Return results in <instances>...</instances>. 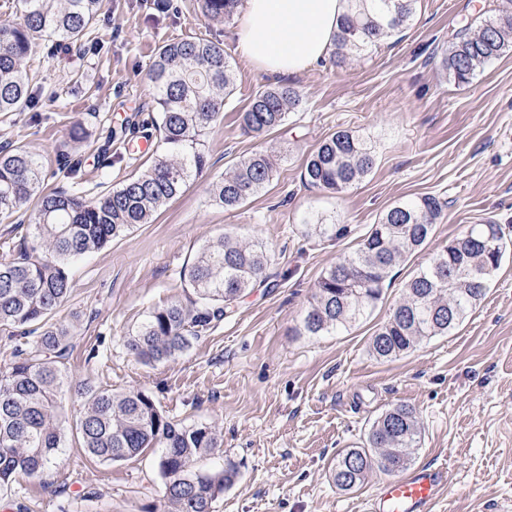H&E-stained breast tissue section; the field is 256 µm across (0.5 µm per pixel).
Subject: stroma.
<instances>
[{
	"instance_id": "35a3bbf8",
	"label": "stroma",
	"mask_w": 512,
	"mask_h": 512,
	"mask_svg": "<svg viewBox=\"0 0 512 512\" xmlns=\"http://www.w3.org/2000/svg\"><path fill=\"white\" fill-rule=\"evenodd\" d=\"M107 0L91 32L101 52H46L35 44L27 70L43 93L58 92L39 122L0 115V146L20 145L43 164L46 188L67 186L61 152L79 168V195L94 198L148 171L136 141L110 127L150 120L155 90L147 69L165 42L189 36L224 46L235 87L223 117L204 136L207 165L178 199L78 261L73 293L55 315L69 327L71 382L150 396L170 420L204 425L222 439L203 469L234 466L238 477L214 512H357L387 479L371 470L351 491L336 488L338 454L362 447L386 409L414 411L421 436L413 465L444 464L450 484L435 512H512V50L455 84L440 65L467 22L495 16L506 0H419L413 20L345 66L325 58L289 77L302 96L281 127L255 138L240 114L257 90L278 85L252 68L237 42L238 21L208 24L196 0ZM339 130L367 140L372 171L340 194L305 185L306 159ZM276 162L273 180L233 212L212 201L213 182L251 154ZM437 196L432 240L391 272L369 316L321 336L299 333L315 286L355 252L394 203ZM323 219L344 237L308 234ZM500 225L507 251L486 296L450 335L397 358H376L371 336L403 297V286L434 252L473 225ZM265 246L266 282L174 359L147 364L125 338L149 311L187 301L180 278L200 248L222 235ZM97 355H90V348ZM160 449L120 462L89 459L73 434L41 476L16 475L0 489V512H162Z\"/></svg>"
}]
</instances>
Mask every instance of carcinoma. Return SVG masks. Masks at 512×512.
Returning <instances> with one entry per match:
<instances>
[{
  "instance_id": "obj_1",
  "label": "carcinoma",
  "mask_w": 512,
  "mask_h": 512,
  "mask_svg": "<svg viewBox=\"0 0 512 512\" xmlns=\"http://www.w3.org/2000/svg\"><path fill=\"white\" fill-rule=\"evenodd\" d=\"M242 0H198L201 17L212 23L233 20ZM351 9L334 40L336 65L392 36L414 16L418 0H349ZM16 17L0 25V112H36L42 97L23 67L35 41L81 48L98 20L104 0H3ZM512 49V9L478 26L457 31L441 59L448 77L467 83L476 68ZM155 88L150 122L157 146L150 169L119 187L86 200L66 188L47 191L42 165L24 147L0 149V215L35 201L34 244L20 243L17 256L0 259V328L20 329L34 338L33 350L17 351L0 372V487L18 474L44 473L63 448L59 408L68 379L73 344L56 311L72 293L71 264L101 249L179 197L207 156L201 137L220 118L224 99L233 93V69L224 49L200 37L162 45L147 70ZM299 92L288 85L260 90L251 98L241 124L257 136L282 126L299 106ZM374 165L366 140L346 130L325 138L306 160L303 179L322 190L340 193ZM269 155L255 152L213 185L214 202L230 212L274 177ZM442 211L434 195L393 204L372 225L360 249L344 257L319 279L299 334L319 336L365 316L381 299L391 270L424 248ZM503 236L498 224H476L468 234L438 250L430 264L405 286L402 301L371 337L370 350L392 359L421 341L445 336L462 323L484 295L500 267ZM268 264L265 249L224 236L206 245L181 273L193 289L190 304L172 302L149 312L129 334L128 349L147 363L185 352L192 340L232 312L236 302L262 281ZM84 413L76 425L82 448L102 463L131 459L160 447L159 469L165 478L163 512H213L237 471L229 466L200 470L195 464L218 447L206 426L169 420L141 391L114 393L83 383L76 390ZM421 430L414 412L394 406L371 425L366 448H351L336 458L333 480L341 490L359 486L377 468L392 473L412 460Z\"/></svg>"
}]
</instances>
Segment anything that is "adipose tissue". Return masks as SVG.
Returning <instances> with one entry per match:
<instances>
[{
  "instance_id": "adipose-tissue-1",
  "label": "adipose tissue",
  "mask_w": 512,
  "mask_h": 512,
  "mask_svg": "<svg viewBox=\"0 0 512 512\" xmlns=\"http://www.w3.org/2000/svg\"><path fill=\"white\" fill-rule=\"evenodd\" d=\"M348 0H243L240 48L258 70L295 75L331 50Z\"/></svg>"
}]
</instances>
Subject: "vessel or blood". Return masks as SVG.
Returning a JSON list of instances; mask_svg holds the SVG:
<instances>
[{
	"label": "vessel or blood",
	"mask_w": 512,
	"mask_h": 512,
	"mask_svg": "<svg viewBox=\"0 0 512 512\" xmlns=\"http://www.w3.org/2000/svg\"><path fill=\"white\" fill-rule=\"evenodd\" d=\"M448 486V469L421 465L388 480L366 502L367 512H433Z\"/></svg>",
	"instance_id": "obj_1"
}]
</instances>
